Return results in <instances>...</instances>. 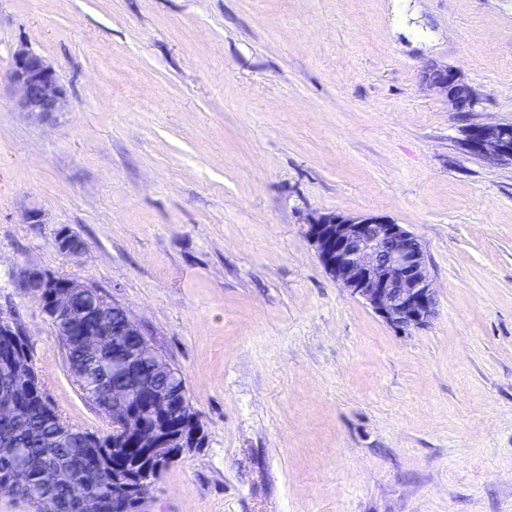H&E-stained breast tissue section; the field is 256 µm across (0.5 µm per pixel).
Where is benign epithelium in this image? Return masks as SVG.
<instances>
[{
	"mask_svg": "<svg viewBox=\"0 0 512 512\" xmlns=\"http://www.w3.org/2000/svg\"><path fill=\"white\" fill-rule=\"evenodd\" d=\"M10 78L19 91V104L25 112L43 114L65 112L69 101L56 71L41 55L21 50L14 54ZM422 84L443 96L455 112H463L477 98L473 90L452 69L433 63L424 67ZM463 145L481 154L491 165H512V124H477L466 130ZM306 234L316 247L327 273L386 323L401 332L420 329L435 317L436 291L427 269L425 251L419 239L404 225L375 215L351 216L320 214L312 218ZM61 250L76 255L81 249L77 236L63 230L57 238ZM20 287L27 290L56 289L52 299L56 311L72 317L73 298L87 295L91 287L64 275L36 269L24 271ZM119 333L144 337L139 359L155 367L170 362L155 347L147 333L123 306ZM140 447L162 452L155 429L139 425ZM158 471H145L121 488L129 500L127 512H147V491Z\"/></svg>",
	"mask_w": 512,
	"mask_h": 512,
	"instance_id": "7a95c632",
	"label": "benign epithelium"
}]
</instances>
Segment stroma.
<instances>
[{"label":"stroma","mask_w":512,"mask_h":512,"mask_svg":"<svg viewBox=\"0 0 512 512\" xmlns=\"http://www.w3.org/2000/svg\"><path fill=\"white\" fill-rule=\"evenodd\" d=\"M22 48L68 111H19ZM485 122L512 123V0H0V315L77 429L109 425L22 270L102 289L182 372L206 443L152 512H512V166L462 144ZM330 212L421 241L427 326L326 272ZM421 81L427 89L443 96L455 112H464L467 107L477 102L473 90L448 66L438 63L426 65Z\"/></svg>","instance_id":"obj_1"}]
</instances>
